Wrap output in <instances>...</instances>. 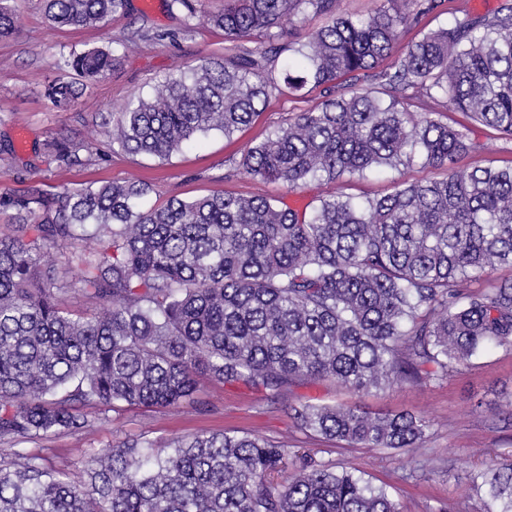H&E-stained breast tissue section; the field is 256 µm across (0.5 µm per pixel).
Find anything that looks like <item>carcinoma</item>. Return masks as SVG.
Here are the masks:
<instances>
[{
	"label": "carcinoma",
	"instance_id": "1",
	"mask_svg": "<svg viewBox=\"0 0 512 512\" xmlns=\"http://www.w3.org/2000/svg\"><path fill=\"white\" fill-rule=\"evenodd\" d=\"M339 0H224L204 16L232 38L266 47L208 59L130 101L112 143L166 161L211 131L231 136L270 98L308 85L330 92L249 148L242 172L290 188L421 158L441 166L468 149L452 126L409 110L415 99L453 107L512 142V0L465 16L380 67L399 30L436 0H385L352 18ZM197 18L192 0H169ZM128 0H46L53 25H95ZM312 9L326 25L280 60L283 18ZM15 30L0 0V39ZM116 55L72 52L59 69L105 75ZM373 72L374 89L334 95L341 75ZM84 85L60 79L47 96L66 109ZM59 164L77 145L50 144ZM150 186L132 178L59 193H1L15 234L0 232V512H398L385 489L351 471L303 462L280 487L287 448L257 436L196 435L159 447L132 438L91 448L73 481L26 444L93 427L80 407L169 408L193 400L199 378L270 398L312 379L357 393L443 379L485 348L512 346V280L463 289L512 267V167L399 184L380 199L322 198L297 212L279 200L214 191L141 211ZM58 254L63 271L43 270ZM77 290L101 306L67 310ZM305 430L366 448H415L428 425L409 413L301 404ZM512 512V461L483 478Z\"/></svg>",
	"mask_w": 512,
	"mask_h": 512
}]
</instances>
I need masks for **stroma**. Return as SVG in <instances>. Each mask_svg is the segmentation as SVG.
Returning a JSON list of instances; mask_svg holds the SVG:
<instances>
[{"label": "stroma", "instance_id": "35a3bbf8", "mask_svg": "<svg viewBox=\"0 0 512 512\" xmlns=\"http://www.w3.org/2000/svg\"><path fill=\"white\" fill-rule=\"evenodd\" d=\"M156 12L129 0L126 13L97 26L50 25L44 0H14L15 32L0 40V189L23 192L37 186L49 192L96 181H120L138 176L151 186L143 208L170 198H192L221 191L233 196L278 197L304 210L322 197L350 195L379 198L392 192L396 181L426 182L446 177L449 168L512 166V142L455 110L442 121L466 133L471 148L452 166H432L423 160L399 169L379 168L338 180L311 181L289 188L279 181L252 177L238 168L250 147L275 127L317 105L323 92L306 87L297 96L271 98L251 124L232 136L215 132L184 146L167 162L132 155L113 145L111 119L132 97L148 95L153 83L177 70H188L209 57L238 50L259 49V37L234 39L222 29L200 23L185 32V15L156 0ZM501 0H440L437 8L403 28L394 55L424 34L451 25L455 18L490 16ZM92 48L115 49L117 64L94 82L64 112L53 109L44 95L58 74L61 54ZM68 138L79 147L78 160L61 166L50 157L49 144ZM197 404L178 408H133L100 413L87 407L95 425L85 434L61 431L39 445L56 468L79 478L89 449L120 446L140 437L155 445L197 434L257 435L287 441L290 453L336 470L348 469L384 487L402 512H488L491 501L482 476L505 459H512V347L493 346L458 367L447 378L430 382L401 381L364 396H356L331 380L308 381L278 399L239 385L201 379ZM361 403L372 411L409 412L429 424L419 448H359L339 446L300 430L295 406Z\"/></svg>", "mask_w": 512, "mask_h": 512}]
</instances>
